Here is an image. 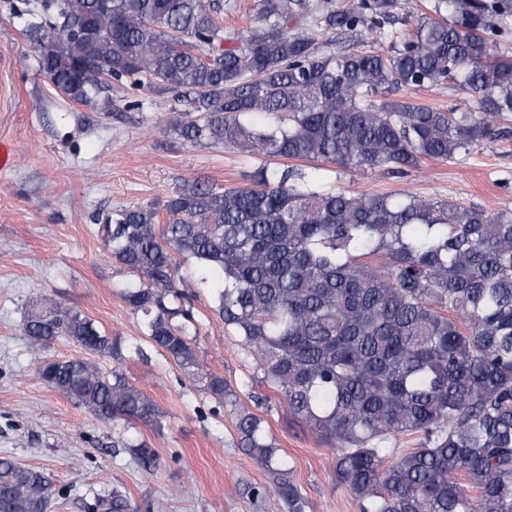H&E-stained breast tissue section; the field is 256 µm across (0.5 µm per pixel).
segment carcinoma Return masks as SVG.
Returning a JSON list of instances; mask_svg holds the SVG:
<instances>
[{
    "label": "carcinoma",
    "instance_id": "cac0c4a2",
    "mask_svg": "<svg viewBox=\"0 0 512 512\" xmlns=\"http://www.w3.org/2000/svg\"><path fill=\"white\" fill-rule=\"evenodd\" d=\"M396 4L256 0L254 21L234 33L219 0H39L18 16L56 91L109 117L120 85L170 94L196 113L173 123L189 144L404 176L511 137L512 56L489 42L509 32L512 0H432L414 22ZM330 31L389 48L323 52L316 33ZM450 86L473 104L387 99ZM97 224L133 277L123 298L151 345L235 407L239 448L269 480L253 500L272 492L303 512L264 418L200 368L185 305L196 292L182 289L177 255L197 263L193 287L211 290L289 418L336 450V480L358 512H512V211L323 190L294 166H263L240 186L184 180L163 208H121ZM23 334L35 349L65 336L103 358L119 353L60 304L33 303ZM38 375L101 421L161 426L158 405L117 368L50 359ZM399 434L419 436L418 447L386 455ZM128 448L154 474L155 452ZM61 497L43 471L0 456V512H51ZM83 508L136 512L97 493Z\"/></svg>",
    "mask_w": 512,
    "mask_h": 512
}]
</instances>
